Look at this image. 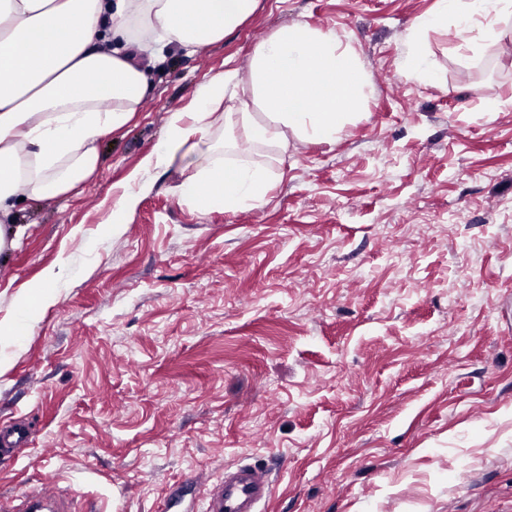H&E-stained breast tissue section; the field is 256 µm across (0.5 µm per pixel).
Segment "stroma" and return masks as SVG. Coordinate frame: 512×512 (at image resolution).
Here are the masks:
<instances>
[{
	"label": "stroma",
	"mask_w": 512,
	"mask_h": 512,
	"mask_svg": "<svg viewBox=\"0 0 512 512\" xmlns=\"http://www.w3.org/2000/svg\"><path fill=\"white\" fill-rule=\"evenodd\" d=\"M434 2L262 0L224 41L168 50L78 193L21 203L0 317L60 254L83 264L0 373V424L33 428L0 497L49 476L99 512H196V476L243 462L271 473L263 512H512V20L476 51L429 34L421 82L398 59ZM296 22L351 34L393 82L333 142L214 126L227 161L268 168L261 207L200 211L176 163L111 233L171 115Z\"/></svg>",
	"instance_id": "35a3bbf8"
}]
</instances>
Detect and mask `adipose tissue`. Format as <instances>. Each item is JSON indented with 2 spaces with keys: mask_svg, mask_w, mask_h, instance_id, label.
<instances>
[{
  "mask_svg": "<svg viewBox=\"0 0 512 512\" xmlns=\"http://www.w3.org/2000/svg\"><path fill=\"white\" fill-rule=\"evenodd\" d=\"M260 0H0V256L25 233L19 199L45 200L74 191L98 169L99 141L129 125L149 90L151 70L165 50L194 53L223 41L258 8ZM512 0H437L409 30L399 64L419 80L433 76L427 35L456 26L459 36L480 30L501 36ZM250 100L238 97L236 71L200 84L192 122L173 114L167 131L126 180L112 211L113 227L136 208L137 188L173 163L192 165L208 144L211 118L242 123L256 143H286L288 135L333 141L346 118L373 91L371 75L351 41L335 29L307 24L275 30L253 51ZM268 122L254 123L252 107ZM269 173L260 165L214 161L199 170L188 194L201 210L236 211L263 204ZM71 256H59L21 297L20 312L55 305L58 290L75 276Z\"/></svg>",
  "mask_w": 512,
  "mask_h": 512,
  "instance_id": "ef3b65f1",
  "label": "adipose tissue"
}]
</instances>
